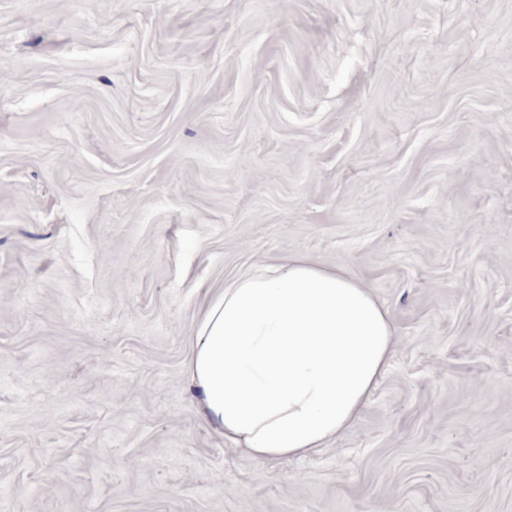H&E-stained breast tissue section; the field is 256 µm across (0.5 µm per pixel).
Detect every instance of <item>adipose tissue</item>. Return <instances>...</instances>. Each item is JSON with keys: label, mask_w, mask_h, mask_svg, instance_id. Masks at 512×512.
I'll use <instances>...</instances> for the list:
<instances>
[{"label": "adipose tissue", "mask_w": 512, "mask_h": 512, "mask_svg": "<svg viewBox=\"0 0 512 512\" xmlns=\"http://www.w3.org/2000/svg\"><path fill=\"white\" fill-rule=\"evenodd\" d=\"M394 349L391 316L370 288L293 254L212 295L188 374L211 430L263 463L345 434Z\"/></svg>", "instance_id": "1"}]
</instances>
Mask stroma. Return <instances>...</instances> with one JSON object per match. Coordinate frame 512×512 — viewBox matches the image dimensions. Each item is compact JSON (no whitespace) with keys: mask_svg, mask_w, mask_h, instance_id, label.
I'll use <instances>...</instances> for the list:
<instances>
[{"mask_svg":"<svg viewBox=\"0 0 512 512\" xmlns=\"http://www.w3.org/2000/svg\"><path fill=\"white\" fill-rule=\"evenodd\" d=\"M291 254L397 343L257 464L188 361ZM0 512H512V0H0Z\"/></svg>","mask_w":512,"mask_h":512,"instance_id":"obj_1","label":"stroma"}]
</instances>
